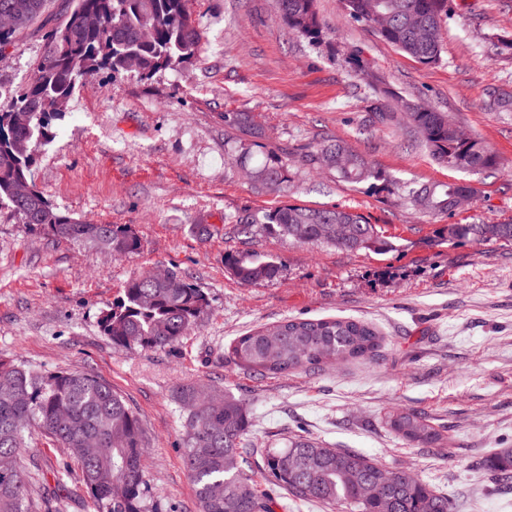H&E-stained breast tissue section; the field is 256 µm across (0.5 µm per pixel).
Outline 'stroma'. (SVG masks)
<instances>
[{"instance_id": "35a3bbf8", "label": "stroma", "mask_w": 512, "mask_h": 512, "mask_svg": "<svg viewBox=\"0 0 512 512\" xmlns=\"http://www.w3.org/2000/svg\"><path fill=\"white\" fill-rule=\"evenodd\" d=\"M74 0H50L40 24L0 55V90L33 77ZM441 62L400 54L355 22L342 0H316L328 32L322 46L289 33L277 0H190L201 54L149 80L100 71L78 86L42 146L34 183L51 203L99 224H122L141 240L130 256L54 239L0 209V360L39 372L88 371L119 392L141 420L146 472L162 512H199L183 455L184 385L231 389L253 417L255 448L282 446L296 429L351 449L448 493L453 512H512V487L484 460L512 444V244H448L447 224L512 223V112L492 111L488 92L512 93V58L492 35H512V0H449ZM361 51L394 91L449 113L498 156L471 176V202L448 216L413 209L398 196L349 184L305 165L306 148L342 138L384 174L419 183L461 174L387 129L363 127L371 90L352 71ZM228 112H250L268 150L288 164L287 193L256 189L234 169L240 135ZM342 205L394 243L385 254L291 244L257 232L238 236L232 216L284 203ZM208 224L211 237L196 235ZM256 249L275 259L276 279L246 286L224 264ZM156 268L185 275L207 294L208 313L174 347L125 349L99 326L103 309L133 276ZM292 316L353 317L380 328L375 358L262 377L228 354L235 338ZM425 413L446 428L447 453L399 440L387 411ZM69 466V491L84 496L81 466L32 434L16 464L33 492L54 489Z\"/></svg>"}]
</instances>
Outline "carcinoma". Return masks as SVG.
<instances>
[{"label": "carcinoma", "mask_w": 512, "mask_h": 512, "mask_svg": "<svg viewBox=\"0 0 512 512\" xmlns=\"http://www.w3.org/2000/svg\"><path fill=\"white\" fill-rule=\"evenodd\" d=\"M349 16L374 29L398 51L424 64H437L444 52L448 0H343ZM47 0H0V56L44 13ZM288 31L313 46L327 37L315 0H278ZM48 50L34 63L35 76L0 105V208H9L31 230L58 240L88 244L125 255L141 241L128 227L96 224L55 207L35 187L32 172L38 147L53 137L52 121L63 116L77 86L101 69L112 75L151 79L198 56L202 34L192 21L188 0H76L64 23L47 36ZM354 71L369 80L375 99L366 122L388 128L423 145L437 162L464 174L498 165L495 151L465 137L445 112L423 101L400 100L381 86L360 51ZM224 125L248 137L237 160L261 189L288 192V164L265 151L266 135L250 112L224 113ZM264 159L251 164L252 151ZM309 164L336 172L347 183L371 179L379 190L400 193L417 210L452 214L454 197L474 196L466 180L451 183H399L385 178L350 145L336 139L305 155ZM231 223L248 233L262 229L290 244H327L359 253L385 254L394 244L378 225L346 207L285 204L267 212L242 210ZM345 228L336 238V225ZM441 240L453 244L512 243V224H446ZM244 285L273 280L276 261L255 250L224 258ZM209 308L205 292L177 271L163 279L142 274L129 279L122 295L101 311L100 326L112 344L126 349H166L192 331ZM383 341L370 322L352 317L287 318L237 337L233 359L260 375L315 369L350 359L373 358ZM176 399L184 411V460L200 512H274L276 497L316 501L334 512H451L448 496L404 471H393L359 452L333 448L294 434L281 448H268L262 471L269 489H258L249 474L255 448L250 420L235 394L212 388L182 387ZM386 423L409 444L445 449L448 433L417 411L386 415ZM38 432L65 448L81 465L83 483L95 512H159L146 478V444L141 422L124 397L88 372L39 373L0 361V458H15L26 435ZM499 480L512 484V448H499L487 460ZM56 512L79 506V498L54 490ZM0 512H32L22 473L0 471Z\"/></svg>", "instance_id": "cac0c4a2"}]
</instances>
